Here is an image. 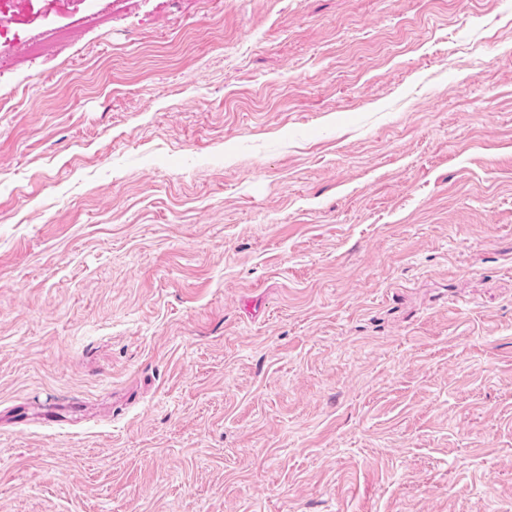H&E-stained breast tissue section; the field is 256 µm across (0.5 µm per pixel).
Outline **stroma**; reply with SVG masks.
I'll list each match as a JSON object with an SVG mask.
<instances>
[{
  "label": "stroma",
  "mask_w": 512,
  "mask_h": 512,
  "mask_svg": "<svg viewBox=\"0 0 512 512\" xmlns=\"http://www.w3.org/2000/svg\"><path fill=\"white\" fill-rule=\"evenodd\" d=\"M0 512H512V0H0Z\"/></svg>",
  "instance_id": "35a3bbf8"
}]
</instances>
